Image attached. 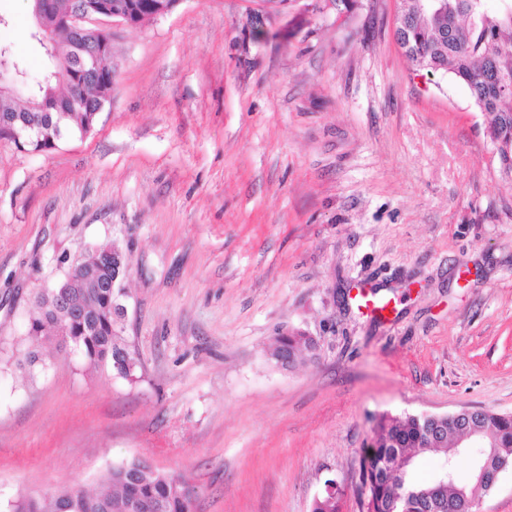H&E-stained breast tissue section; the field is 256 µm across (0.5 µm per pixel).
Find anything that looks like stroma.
I'll return each instance as SVG.
<instances>
[{
	"instance_id": "1",
	"label": "stroma",
	"mask_w": 512,
	"mask_h": 512,
	"mask_svg": "<svg viewBox=\"0 0 512 512\" xmlns=\"http://www.w3.org/2000/svg\"><path fill=\"white\" fill-rule=\"evenodd\" d=\"M396 0H180L112 29V99L47 152L0 143V512L144 458L194 512H362L384 414H512V182L464 87L420 76ZM29 75L31 0H0ZM128 264L136 382L55 344L9 364L36 288ZM375 286L393 308L363 313ZM312 336L282 370L280 333Z\"/></svg>"
}]
</instances>
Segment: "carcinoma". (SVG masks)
Masks as SVG:
<instances>
[{"label":"carcinoma","instance_id":"obj_1","mask_svg":"<svg viewBox=\"0 0 512 512\" xmlns=\"http://www.w3.org/2000/svg\"><path fill=\"white\" fill-rule=\"evenodd\" d=\"M81 0H40L33 14L31 37L46 49L48 70L39 78L29 77L23 63L8 49L0 48L5 71L0 76L17 81L15 89L0 90V142L23 152L55 148L64 138L89 133L96 123L100 103L112 98L116 65L112 58V33L95 30L82 36L91 46L106 47L105 63L98 69L81 68L76 55L77 38L61 25L62 17L75 12ZM444 8L433 14L419 13V0H402L404 11L414 15L408 29L397 27V40L418 72L449 75L463 85L472 105L490 116L487 138L501 173L512 178V0H442ZM75 90L86 107L72 111L65 95ZM114 247L91 250V278L100 287L71 289L74 301L84 309L72 316L60 307L54 289L39 288L29 313L24 341V362H37V349L45 342L66 337V344L80 354L90 369H111L131 382L136 380L137 360L124 343L122 289L110 288L112 264L107 253ZM304 361L312 353L311 337L295 330L276 337L270 351L283 350ZM432 425L444 431L439 444L425 439V421L412 414L381 416L375 437L363 452L359 479L366 495L367 512H434L435 499L459 507L462 496L472 490L455 479L418 480L414 461L425 454L442 461L451 457L457 429L447 420ZM479 437L486 442L480 462L489 469L512 462V415L485 409L478 415ZM84 493L79 486L60 488L42 497L19 495L8 502L9 512H63L66 502ZM151 501L155 512H193L195 489L182 478L162 472L134 471L129 459L106 469L99 488L88 498L106 506V512H127L131 497Z\"/></svg>","mask_w":512,"mask_h":512}]
</instances>
